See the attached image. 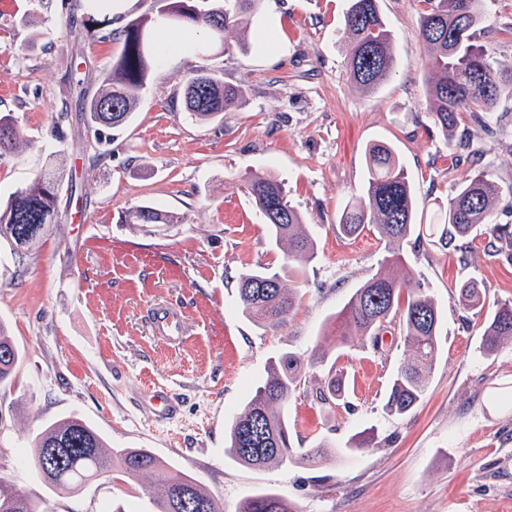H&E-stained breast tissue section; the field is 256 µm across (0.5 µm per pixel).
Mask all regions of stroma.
I'll list each match as a JSON object with an SVG mask.
<instances>
[{
  "instance_id": "stroma-1",
  "label": "stroma",
  "mask_w": 512,
  "mask_h": 512,
  "mask_svg": "<svg viewBox=\"0 0 512 512\" xmlns=\"http://www.w3.org/2000/svg\"><path fill=\"white\" fill-rule=\"evenodd\" d=\"M60 0H0V115H11L23 146L0 158V198L28 184L46 154L65 153L58 216L24 261L0 241V323L23 352L11 385L0 387V476L40 502L43 512H147L151 475L102 479L57 494L23 466L18 451L44 426L79 416L115 448H147L191 474L237 512L242 499L274 489L302 512H512V345L483 354L486 313L512 300V258L488 235L456 248L418 247L410 265L442 311L439 357L425 395L409 415L384 405L393 374L408 358L395 325L383 343L363 340L337 360L345 397L328 405L316 392L327 367L307 371L288 402L293 444L325 441L322 462L252 468L224 453V429L239 413L271 359L308 355L326 321L385 255L375 231L340 235L345 207L365 192L366 148L391 144L411 177L423 221L446 205L455 179L472 169L512 186V91L493 112L459 117L464 145L448 144L429 114L418 36L426 0H379L398 66L375 95L346 73L342 40L347 0H264L252 31L280 24L281 44L239 47L228 27L224 50L208 44L155 65L133 120L94 131L79 110L121 54V29L155 13L136 0L114 18L112 40L69 27ZM479 42L512 61V0H483ZM245 88L244 104L208 123L183 104L199 69ZM283 180L314 235L317 257L300 300L284 322L260 327L238 304L239 274L278 265L284 251L242 181ZM152 203L182 221L146 233L124 221ZM484 285L481 315L462 310L456 287ZM177 311L188 326L178 346L155 334L151 313ZM167 393L174 408L148 405ZM369 447L338 456L353 435Z\"/></svg>"
}]
</instances>
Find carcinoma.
Returning a JSON list of instances; mask_svg holds the SVG:
<instances>
[{
	"instance_id": "carcinoma-1",
	"label": "carcinoma",
	"mask_w": 512,
	"mask_h": 512,
	"mask_svg": "<svg viewBox=\"0 0 512 512\" xmlns=\"http://www.w3.org/2000/svg\"><path fill=\"white\" fill-rule=\"evenodd\" d=\"M158 2V13L170 15L169 22L203 29L212 44L222 49L226 28L248 24L261 0H224V5L208 9L199 8L194 0ZM483 22V0H435L419 17V36L428 47L424 71L430 115L447 137L455 133L460 113L493 111L503 81L512 79V63L492 60L478 43L477 31ZM156 24L157 17L144 15L123 27L121 56L106 73L98 94L83 102L88 122L100 128L131 121L154 66L151 30ZM87 27L99 40H112L109 16L90 18ZM343 37L348 44L346 68L351 80L363 93L375 94L397 68L392 34L379 0H348ZM245 97L242 87L207 69L197 70L184 89L185 107L199 122L215 120ZM21 141L22 133L14 120L1 115L0 156L16 151ZM366 166L365 194L344 209L339 231L351 236L367 225L373 227L385 244L384 261L403 265L404 245L416 231L413 185L396 150L387 143L367 148ZM64 173V158L52 152L29 184L0 203V239L10 243L13 254L22 256L55 220ZM244 187L263 215L270 239L287 246L286 258L279 266L247 269L238 277L242 312L258 326L274 327L298 302V288L305 283L304 268L316 258L315 243L303 228L281 180L271 175L251 176L244 180ZM502 195V187L490 175L466 173L454 184L448 207L439 210L443 228L438 243L448 248L455 240L480 231L492 239L495 251H512V224L492 223ZM178 222L175 214L146 204L130 209L124 220L143 229ZM457 300L468 312L479 314L484 309V293L475 279L458 286ZM396 317L411 356L391 379L386 408L397 416L413 412L423 399L439 355L442 313L412 276L399 279L379 271L334 315L322 332L323 343L307 358L288 352L268 365L250 400L228 425L227 455L254 468L286 467L297 457L316 463L328 444L293 447L288 401L300 387L306 369L326 364L333 353L357 337L378 348L376 331ZM507 343L512 344L511 301L498 304L484 322L480 348L490 354ZM21 359L14 338L0 323L1 385L12 382ZM25 463L56 493H72L91 480L109 479L117 466L129 479L142 474L154 476L147 490L153 512H224V501L206 491L189 473L165 463L147 448H108L104 436L78 416L58 420L38 432L30 441ZM0 512H41V506L0 477ZM238 512H300V508L287 497L264 490L244 498Z\"/></svg>"
}]
</instances>
